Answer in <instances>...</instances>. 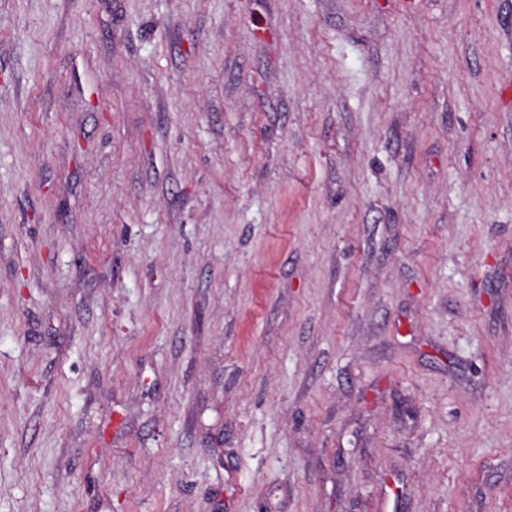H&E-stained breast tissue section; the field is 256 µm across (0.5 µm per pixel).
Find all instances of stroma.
I'll list each match as a JSON object with an SVG mask.
<instances>
[{
    "mask_svg": "<svg viewBox=\"0 0 512 512\" xmlns=\"http://www.w3.org/2000/svg\"><path fill=\"white\" fill-rule=\"evenodd\" d=\"M0 512H512V0H0Z\"/></svg>",
    "mask_w": 512,
    "mask_h": 512,
    "instance_id": "stroma-1",
    "label": "stroma"
}]
</instances>
